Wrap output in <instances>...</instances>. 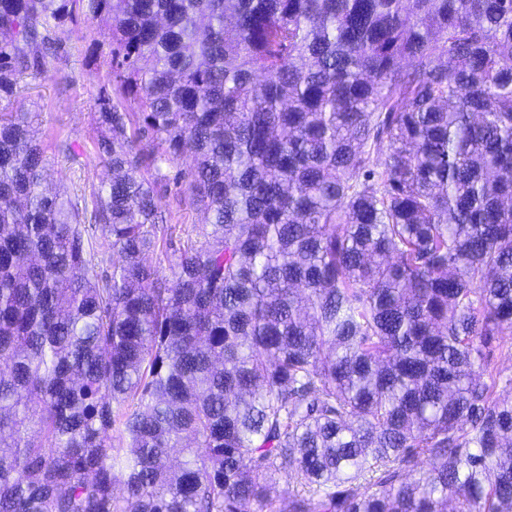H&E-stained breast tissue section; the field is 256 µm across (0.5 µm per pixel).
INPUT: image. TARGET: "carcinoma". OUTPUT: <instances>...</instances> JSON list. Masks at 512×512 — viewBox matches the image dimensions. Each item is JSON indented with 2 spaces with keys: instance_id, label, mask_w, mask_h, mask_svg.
Listing matches in <instances>:
<instances>
[{
  "instance_id": "obj_1",
  "label": "carcinoma",
  "mask_w": 512,
  "mask_h": 512,
  "mask_svg": "<svg viewBox=\"0 0 512 512\" xmlns=\"http://www.w3.org/2000/svg\"><path fill=\"white\" fill-rule=\"evenodd\" d=\"M80 20L92 211L0 113V512H512V0H0V99ZM160 206L168 224H205L206 215L191 204L184 187H175L172 181L160 192ZM509 337L505 336L507 342L504 346L496 349L493 354V362L501 374L498 391L504 397L512 396V386L508 381L512 377V347H510Z\"/></svg>"
}]
</instances>
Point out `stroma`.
Listing matches in <instances>:
<instances>
[{"mask_svg":"<svg viewBox=\"0 0 512 512\" xmlns=\"http://www.w3.org/2000/svg\"><path fill=\"white\" fill-rule=\"evenodd\" d=\"M102 37L96 27L79 26L65 33L62 60L39 78H24L16 95L0 101L1 109L26 113L41 138L47 191L74 199L89 197L111 177L97 149L98 103L112 92L107 67L92 54L94 41ZM160 206L171 224L206 221L186 191L172 185L162 188Z\"/></svg>","mask_w":512,"mask_h":512,"instance_id":"1","label":"stroma"}]
</instances>
